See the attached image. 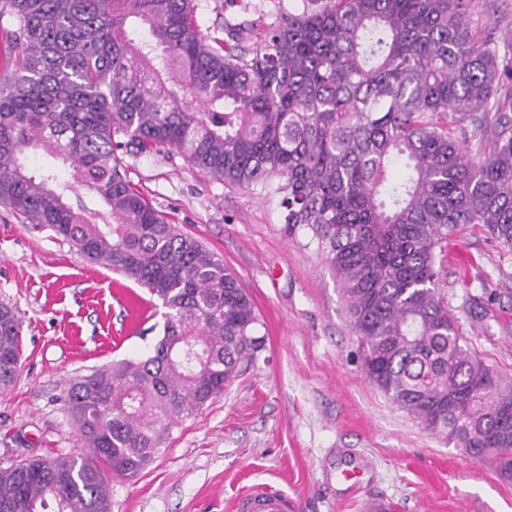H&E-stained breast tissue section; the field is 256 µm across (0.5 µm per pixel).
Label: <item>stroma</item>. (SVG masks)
I'll return each instance as SVG.
<instances>
[{
	"instance_id": "1",
	"label": "stroma",
	"mask_w": 512,
	"mask_h": 512,
	"mask_svg": "<svg viewBox=\"0 0 512 512\" xmlns=\"http://www.w3.org/2000/svg\"><path fill=\"white\" fill-rule=\"evenodd\" d=\"M300 0H194L199 31L275 21ZM478 38L512 33V0H472ZM125 174L176 229L221 258L251 297L265 348L171 429L136 476L111 475L112 512H233L267 484L288 512H512V480L394 406L361 368L359 338L317 238L288 228L280 197L210 180L178 154L127 155ZM441 296L467 348L512 379V252L480 224L453 231ZM21 314V367L0 390V467L77 455L71 382L151 355L164 308L52 230L0 207V304Z\"/></svg>"
}]
</instances>
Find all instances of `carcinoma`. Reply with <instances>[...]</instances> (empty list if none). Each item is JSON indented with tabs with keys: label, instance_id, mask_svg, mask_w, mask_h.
<instances>
[{
	"label": "carcinoma",
	"instance_id": "obj_1",
	"mask_svg": "<svg viewBox=\"0 0 512 512\" xmlns=\"http://www.w3.org/2000/svg\"><path fill=\"white\" fill-rule=\"evenodd\" d=\"M470 2L306 0L260 39L251 24L209 43L193 0H0L14 50L0 78V205L166 308L152 355L71 384L90 454L1 467L0 512H111L106 472L143 469L264 349L236 275L127 180L122 155L162 150L281 195L286 224L313 232L340 283L366 377L512 479V381L465 348L436 265L466 224L512 251V104L497 98L512 35L503 49L477 39ZM31 153L47 159L37 171ZM21 329L1 304V389L18 378Z\"/></svg>",
	"mask_w": 512,
	"mask_h": 512
}]
</instances>
